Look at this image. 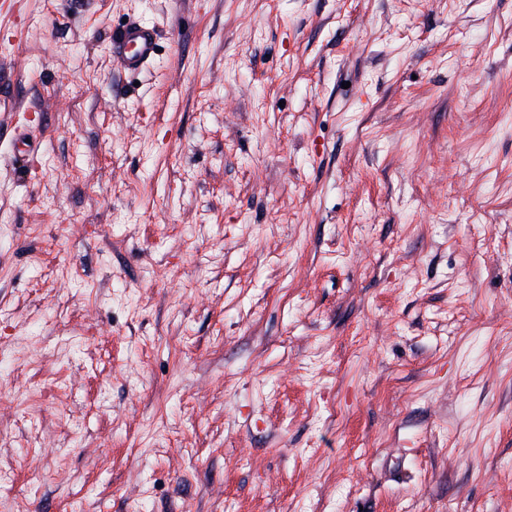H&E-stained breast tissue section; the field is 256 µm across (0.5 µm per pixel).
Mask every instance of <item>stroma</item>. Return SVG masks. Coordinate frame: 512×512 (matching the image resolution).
I'll use <instances>...</instances> for the list:
<instances>
[{
    "label": "stroma",
    "instance_id": "obj_1",
    "mask_svg": "<svg viewBox=\"0 0 512 512\" xmlns=\"http://www.w3.org/2000/svg\"><path fill=\"white\" fill-rule=\"evenodd\" d=\"M0 512H512V0H0ZM156 49V30L139 22H131L119 33L116 63L125 72L142 73L152 63Z\"/></svg>",
    "mask_w": 512,
    "mask_h": 512
}]
</instances>
